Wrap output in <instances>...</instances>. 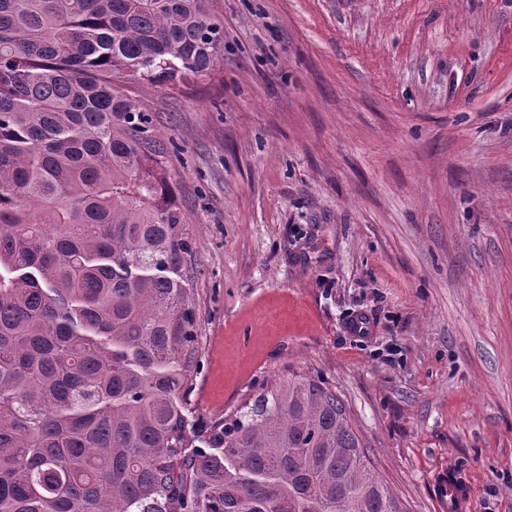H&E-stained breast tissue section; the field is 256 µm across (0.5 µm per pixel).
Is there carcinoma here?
Masks as SVG:
<instances>
[{
  "mask_svg": "<svg viewBox=\"0 0 512 512\" xmlns=\"http://www.w3.org/2000/svg\"><path fill=\"white\" fill-rule=\"evenodd\" d=\"M206 0H0V512H403L295 373L186 452L170 148L129 94L211 71Z\"/></svg>",
  "mask_w": 512,
  "mask_h": 512,
  "instance_id": "cac0c4a2",
  "label": "carcinoma"
}]
</instances>
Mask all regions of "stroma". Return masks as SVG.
<instances>
[{
    "instance_id": "1",
    "label": "stroma",
    "mask_w": 512,
    "mask_h": 512,
    "mask_svg": "<svg viewBox=\"0 0 512 512\" xmlns=\"http://www.w3.org/2000/svg\"><path fill=\"white\" fill-rule=\"evenodd\" d=\"M209 74L131 95L176 149L185 440L297 373L405 512H512V0H208ZM438 493L436 498L441 510L448 512H465L467 509L469 491L462 484L454 471L443 472L436 481Z\"/></svg>"
}]
</instances>
